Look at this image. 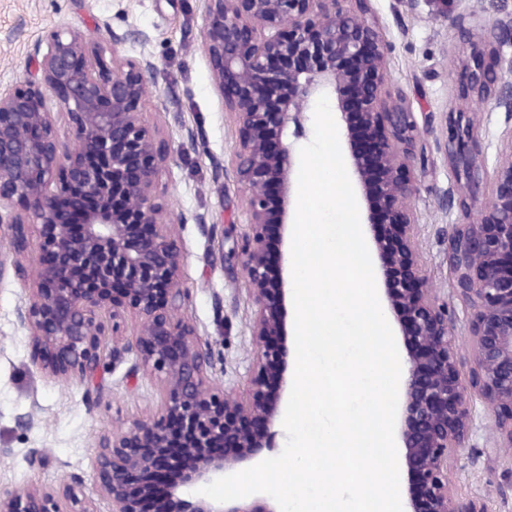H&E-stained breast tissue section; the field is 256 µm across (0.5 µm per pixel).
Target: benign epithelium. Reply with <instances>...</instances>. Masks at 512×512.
Returning a JSON list of instances; mask_svg holds the SVG:
<instances>
[{
  "label": "benign epithelium",
  "instance_id": "obj_1",
  "mask_svg": "<svg viewBox=\"0 0 512 512\" xmlns=\"http://www.w3.org/2000/svg\"><path fill=\"white\" fill-rule=\"evenodd\" d=\"M202 38L212 81L234 113V179L248 191V231L236 241L254 307V358L242 394L228 399L213 378L214 353L188 317L180 288L184 252L154 191L173 160L144 115L159 68L152 37L128 58L88 30H49L16 84L0 91V282L26 286L16 318L31 337L32 364L49 379H77L98 403L100 377L134 355L126 373L157 378L149 417L99 441L94 468L112 512H279L272 498L219 504L201 487L264 460L290 394L284 249L297 199L295 144L306 113L328 96L342 129L347 165L359 189L366 236L382 285L383 309L402 342L403 383L395 435L405 472L404 512H482L448 483L476 427L475 403L493 423L489 451L512 465V0H499L490 23L443 5L470 44L469 92L504 113L495 166L479 161L477 123L454 115L448 140L451 185L448 270L461 312L426 288L413 205L415 171L429 161L416 113L391 89L389 44L368 17V0H203ZM291 92L279 96L282 86ZM67 118L69 135L58 117ZM79 178L86 205L64 215L60 203ZM461 218L453 220L454 213ZM179 222L216 233L202 213ZM36 232V247L30 233ZM136 316L123 346H109L120 321ZM467 337L469 362L458 352ZM173 467L181 480L151 486L143 472ZM0 512H98L69 489L31 484L0 490Z\"/></svg>",
  "mask_w": 512,
  "mask_h": 512
}]
</instances>
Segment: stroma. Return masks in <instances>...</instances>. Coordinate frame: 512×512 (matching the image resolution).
<instances>
[{"label": "stroma", "mask_w": 512, "mask_h": 512, "mask_svg": "<svg viewBox=\"0 0 512 512\" xmlns=\"http://www.w3.org/2000/svg\"><path fill=\"white\" fill-rule=\"evenodd\" d=\"M369 16L392 45L389 79L402 91L414 112L433 118L422 127L428 145L448 137V113L465 107L481 117V158L493 164L504 115L467 90L460 60L470 48L432 0L410 7L407 0H369ZM21 19L13 37L0 32V89L13 85L29 54L51 28L83 22L99 42L110 30H146L161 69L145 112L166 139L174 160L156 179V192L169 219L191 210L223 225V234L208 238L194 224L179 227L185 261L180 285L189 295L188 315L215 350L213 376L225 396H238L239 383L253 357L247 324L252 308L246 301V275L232 239L245 229L246 188L231 169L236 150L235 116L211 79L201 32V0H0V24ZM202 135L204 148L183 144L186 130ZM414 200L428 285L440 298L450 288L448 217L438 197L450 183L448 163L434 152L425 170L416 172ZM25 295L21 281L0 282V489L31 483L69 487L83 501L101 500L93 471L101 437L133 419L151 415L157 404L154 375H141L138 386L127 384L126 363L102 377L103 394L96 405L85 399L80 381L42 377L31 362V341L17 322L15 310ZM484 409H477V427L463 456L448 470L449 482L462 494L480 498L485 512H512V471L498 467L483 453L488 432Z\"/></svg>", "instance_id": "35a3bbf8"}]
</instances>
